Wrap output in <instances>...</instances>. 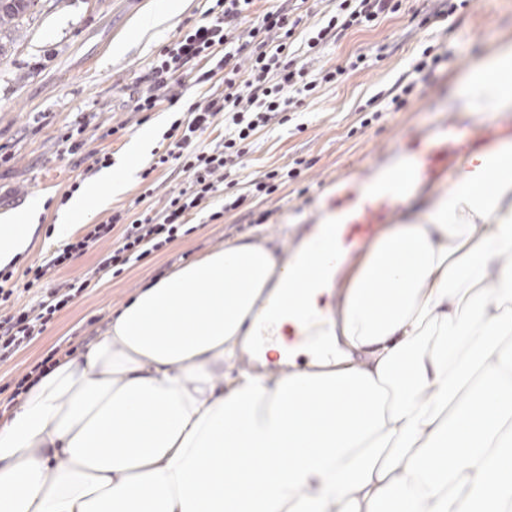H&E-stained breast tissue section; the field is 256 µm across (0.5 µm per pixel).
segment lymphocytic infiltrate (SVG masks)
<instances>
[{
  "label": "lymphocytic infiltrate",
  "mask_w": 512,
  "mask_h": 512,
  "mask_svg": "<svg viewBox=\"0 0 512 512\" xmlns=\"http://www.w3.org/2000/svg\"><path fill=\"white\" fill-rule=\"evenodd\" d=\"M256 0H214L201 22L192 24L163 45L154 56L145 81L134 92V112H154L178 102L185 81L197 85L221 79L224 89L192 102L185 119L175 120L169 143L154 159V168L186 173L189 183L161 209L146 208L137 215L116 210L103 222L88 225L83 236L67 243L26 268L22 278L0 269V362L11 359L46 330L64 309L103 275L119 276L147 256L165 249L177 238L194 232L192 215L223 191L232 169L248 153L250 139L271 122L286 123L288 113L316 88L338 81L345 73L336 65L310 75L296 48L303 21L293 5L263 11ZM401 0H338L334 13L322 15L309 28L305 45L315 50L338 42L355 26H368L398 12ZM223 119L224 134L208 145L202 136ZM115 126L76 119L57 138L61 155L84 154L86 174L110 164L106 150L85 152L87 138L105 141ZM94 251L95 264L84 273L44 287L43 282L72 259ZM28 304H20L23 295Z\"/></svg>",
  "instance_id": "1"
}]
</instances>
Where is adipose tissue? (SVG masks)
Segmentation results:
<instances>
[{
	"instance_id": "ef3b65f1",
	"label": "adipose tissue",
	"mask_w": 512,
	"mask_h": 512,
	"mask_svg": "<svg viewBox=\"0 0 512 512\" xmlns=\"http://www.w3.org/2000/svg\"><path fill=\"white\" fill-rule=\"evenodd\" d=\"M458 102L512 112V43ZM333 219L189 259L60 355L0 423V512H512V141L353 264ZM305 320L306 367L243 364Z\"/></svg>"
}]
</instances>
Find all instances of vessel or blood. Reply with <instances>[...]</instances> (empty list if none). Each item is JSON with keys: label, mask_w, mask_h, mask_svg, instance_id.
I'll use <instances>...</instances> for the list:
<instances>
[{"label": "vessel or blood", "mask_w": 512, "mask_h": 512, "mask_svg": "<svg viewBox=\"0 0 512 512\" xmlns=\"http://www.w3.org/2000/svg\"><path fill=\"white\" fill-rule=\"evenodd\" d=\"M512 139V123L488 121L473 124L456 113L438 128L405 136L399 153L406 167L407 183L380 184L378 165L363 167L358 177L337 190L331 200L339 222L332 227L336 253L351 258L373 240L384 225L393 223L413 193L433 187H449L458 171L473 155L487 152Z\"/></svg>", "instance_id": "b4317fda"}]
</instances>
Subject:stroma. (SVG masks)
I'll use <instances>...</instances> for the list:
<instances>
[{"label":"stroma","mask_w":512,"mask_h":512,"mask_svg":"<svg viewBox=\"0 0 512 512\" xmlns=\"http://www.w3.org/2000/svg\"><path fill=\"white\" fill-rule=\"evenodd\" d=\"M161 0H39L33 15L24 17L13 44L0 56V217L26 211L39 202L36 230L16 254L15 275L47 252L62 247L55 233L67 206L61 198L81 180L77 157L59 156L56 138L85 114L96 123L119 126L112 140H87L89 151L108 150L111 171L123 168L131 141L148 133L153 150L166 142L164 132L175 119L185 118L190 103L204 88L186 84L183 98L173 105L139 118L133 113L132 90L146 74L157 51L181 28L201 20L207 0H180L177 16L146 33L137 21ZM448 0H402L399 12L372 26L348 31L336 44L311 56L309 66L319 70L360 55L358 70L348 71L333 84L322 85L306 99L289 123L271 124L253 135L250 152L232 174L233 187L225 196L243 193L259 173L291 169L294 161L308 167L286 180L269 198H248L239 209L209 220L225 197L214 198L209 211L194 215L197 229L165 250L138 262L122 275L105 278L51 322L32 346L0 362V390L15 384L53 347L72 350L82 345L88 329L105 330L113 312L139 288L167 275L184 261L233 242L246 234L273 240L278 252H287L307 225L322 217L328 189L354 178L363 165L386 162L397 143L408 134L434 129L455 112L458 86L469 68L501 43L512 42V0H470L448 14ZM446 47L452 55L427 82L408 96L400 110H367V102L387 91L408 70L413 58L428 45ZM152 157L128 174L121 192L101 187V200L87 218L96 224L112 211L133 213L145 206L162 207L184 187V175L152 170ZM151 176H144V168ZM151 197H144L147 183Z\"/></svg>","instance_id":"35a3bbf8"}]
</instances>
